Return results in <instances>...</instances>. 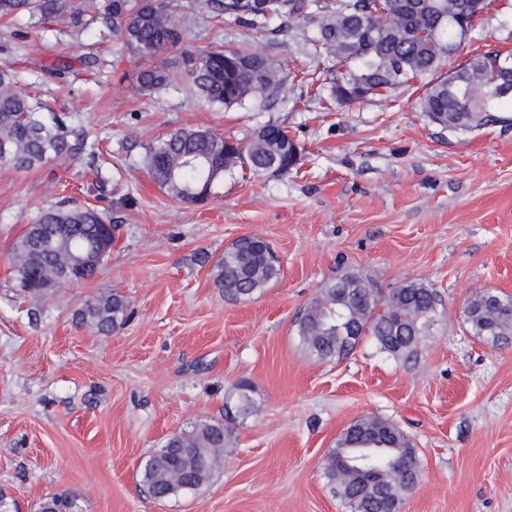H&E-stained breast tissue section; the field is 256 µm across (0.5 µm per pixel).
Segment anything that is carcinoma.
Instances as JSON below:
<instances>
[{"label":"carcinoma","instance_id":"cac0c4a2","mask_svg":"<svg viewBox=\"0 0 512 512\" xmlns=\"http://www.w3.org/2000/svg\"><path fill=\"white\" fill-rule=\"evenodd\" d=\"M216 13L259 30L275 19L315 14L320 23L311 44L323 49L334 64L321 88L338 104L360 93L389 92L405 82L438 73L461 50L458 30L471 24L487 7L486 0H208ZM70 0H0V20L47 19L69 15L80 31L101 38L116 35L133 53L153 59L181 47L180 70L164 65L141 70L139 88L152 94L185 80L192 91L224 109L264 101L287 79L286 70L258 51L199 50L182 46L172 0H96L92 14ZM499 52L468 57L441 79L428 83L421 111L431 122L452 131H467L488 120L500 101L506 73L496 66ZM265 138L243 144L225 159L228 141L211 130L179 129L149 146L146 166L159 188L191 204L206 201L237 167L255 174L273 161L274 144H292L288 132L265 125ZM88 148L83 127L64 113L45 110L18 88L13 73L0 70V166L17 171L80 158ZM106 214L81 206L49 207L39 212L17 240L14 266L17 287L34 295L51 291L58 281L92 279L111 249L94 253L99 225ZM280 266L265 240L237 241L224 250L215 281L224 296L247 300L278 278ZM437 294L425 284L409 281L382 296L358 270H345L324 282L318 296L296 321L297 335L319 361L339 362L370 336L382 353L410 356L425 324L435 313ZM474 334L493 343L512 341V297L485 293L466 309ZM127 307L117 293L87 300L75 322L107 335L125 324ZM237 412L255 410L251 388L237 387ZM232 428L220 421L198 423L173 435L147 461L143 483L155 499L196 492L211 480L231 445ZM401 473L399 482L391 481ZM325 474L336 497L349 512H391L419 484L417 451L400 427L378 417L350 424L328 452ZM44 512H77L76 501L56 494L41 502Z\"/></svg>","mask_w":512,"mask_h":512}]
</instances>
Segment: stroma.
Listing matches in <instances>:
<instances>
[{
  "label": "stroma",
  "mask_w": 512,
  "mask_h": 512,
  "mask_svg": "<svg viewBox=\"0 0 512 512\" xmlns=\"http://www.w3.org/2000/svg\"><path fill=\"white\" fill-rule=\"evenodd\" d=\"M188 44L256 50L293 72L274 98L225 110L183 88H137L147 62L117 38L74 37L67 18L0 21V67L97 147L70 167H0V497L9 512L74 496L79 512H345L327 486L326 455L352 422H396L418 450L422 479L403 512H512V343L474 335L478 294L512 296V101L486 124L430 122L413 80L351 104L327 99L312 74L331 65L310 41L319 21L254 31L181 0ZM512 54V0H489L464 55ZM96 64H86V54ZM274 124L302 148L285 175L238 169L203 204L157 187L144 156L181 128L249 142ZM91 206L112 220V253L96 276L34 296L15 286L14 244L38 211ZM262 237L278 278L251 299L225 298L214 269L225 249ZM382 292L408 280L436 291L434 322L415 356L364 340L320 362L295 320L340 270ZM116 293L126 324L76 326L86 300ZM242 382L255 410L195 493L151 497L149 457L194 424L223 419Z\"/></svg>",
  "instance_id": "obj_1"
}]
</instances>
